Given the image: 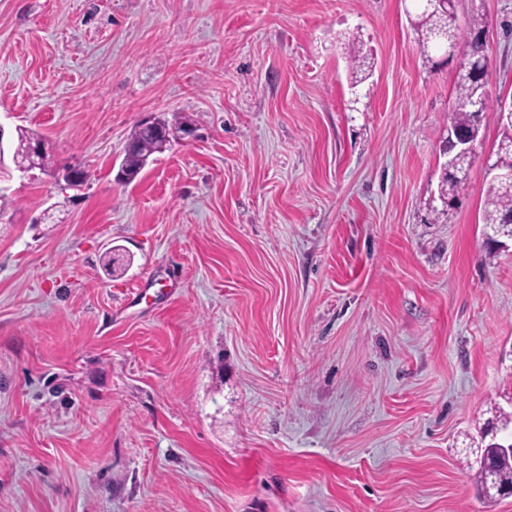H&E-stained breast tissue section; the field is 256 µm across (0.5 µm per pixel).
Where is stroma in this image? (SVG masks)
Returning <instances> with one entry per match:
<instances>
[{
  "label": "stroma",
  "instance_id": "35a3bbf8",
  "mask_svg": "<svg viewBox=\"0 0 512 512\" xmlns=\"http://www.w3.org/2000/svg\"><path fill=\"white\" fill-rule=\"evenodd\" d=\"M476 15L495 109L512 0ZM457 73L405 0H0V125L56 161L0 218V512H512L462 453L512 396L495 120L431 212ZM175 116L192 137L119 182ZM358 42L357 50H354L353 54L349 55L347 61L350 85L354 88L372 74L370 72H372L373 65H370V60H374L371 53L363 52V44L359 40ZM140 125L145 132L156 140L144 136L139 125L135 127L129 139L133 147L125 153L122 161V168L131 177L129 183L137 179L153 154L163 152L157 141L161 142L166 150L173 135V131L166 127L161 119L146 120L141 122ZM483 216L484 224L497 235L512 236V185L491 183ZM507 217L509 222H505Z\"/></svg>",
  "mask_w": 512,
  "mask_h": 512
}]
</instances>
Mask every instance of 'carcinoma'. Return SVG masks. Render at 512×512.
<instances>
[{
    "mask_svg": "<svg viewBox=\"0 0 512 512\" xmlns=\"http://www.w3.org/2000/svg\"><path fill=\"white\" fill-rule=\"evenodd\" d=\"M415 31L419 36L424 52L439 51L441 46L433 39L437 29H448V39L463 43L469 42V35L486 30V22L482 17L471 19L466 33H461L456 26L455 10L446 15L435 16L423 11L415 13ZM372 54L363 51V44L349 55L347 61L351 87H357L370 76ZM485 73L481 70H461L456 85L455 101L452 105L448 128L477 139L489 112L485 97ZM496 120L502 129L501 139L494 156L488 162L499 168L512 170V122L502 115V109L496 110ZM36 134L28 129L18 127L13 134V157L23 160L29 141ZM130 141L133 147L125 153L122 168L136 180L144 169L149 158L162 152L157 140L142 134L140 127H135ZM472 163V159L463 158L448 152V164L444 165L438 184V196L448 200H456L458 186L462 179L459 174ZM484 224L493 228L498 235L512 236V185L493 183L487 194L484 207ZM482 453L478 460L469 464L474 470L477 486L482 495H499L504 490L512 489V453L502 452L504 448H512V410L507 411L501 406L493 408L492 417L480 429Z\"/></svg>",
    "mask_w": 512,
    "mask_h": 512,
    "instance_id": "cac0c4a2",
    "label": "carcinoma"
}]
</instances>
